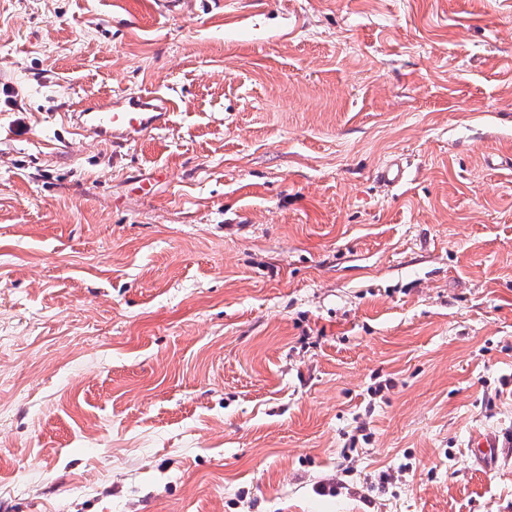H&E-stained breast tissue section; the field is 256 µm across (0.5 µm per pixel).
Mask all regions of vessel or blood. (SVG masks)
I'll return each mask as SVG.
<instances>
[{"label": "vessel or blood", "instance_id": "b4317fda", "mask_svg": "<svg viewBox=\"0 0 512 512\" xmlns=\"http://www.w3.org/2000/svg\"><path fill=\"white\" fill-rule=\"evenodd\" d=\"M170 109L171 103L165 96L130 92L112 100L82 104L64 113L63 120L93 140L124 147L167 126ZM408 177L407 166L395 158L386 161L377 172L378 180L392 189L402 187ZM473 446L477 458L489 462L496 460L499 454L512 452V444L484 431L476 432Z\"/></svg>", "mask_w": 512, "mask_h": 512}]
</instances>
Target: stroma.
Instances as JSON below:
<instances>
[{"label": "stroma", "mask_w": 512, "mask_h": 512, "mask_svg": "<svg viewBox=\"0 0 512 512\" xmlns=\"http://www.w3.org/2000/svg\"><path fill=\"white\" fill-rule=\"evenodd\" d=\"M506 157L512 0H0V512H512ZM170 109L171 102L163 95L130 92L112 100L84 103L63 113V120L95 141L124 147L167 126ZM408 177V167L397 158L386 161L377 172L378 180L391 189L402 187ZM473 448H476V456L482 461H495L500 452L510 454L512 451V442H501L499 436L494 434L478 431L473 438Z\"/></svg>", "instance_id": "stroma-1"}]
</instances>
